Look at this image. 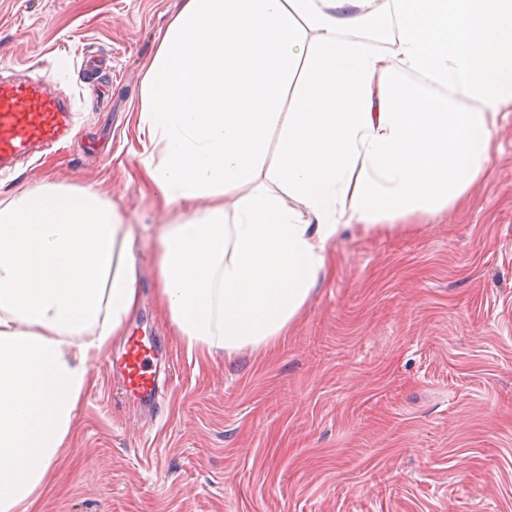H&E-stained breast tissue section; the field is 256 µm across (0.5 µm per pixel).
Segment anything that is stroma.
Returning a JSON list of instances; mask_svg holds the SVG:
<instances>
[{"mask_svg":"<svg viewBox=\"0 0 512 512\" xmlns=\"http://www.w3.org/2000/svg\"><path fill=\"white\" fill-rule=\"evenodd\" d=\"M181 0H0V78L50 79L64 149L0 175V202L89 188L142 224L136 108ZM141 298L91 358L38 512H512V112L490 175L421 224L350 231L269 351L188 352L137 244ZM149 338L153 413L109 362Z\"/></svg>","mask_w":512,"mask_h":512,"instance_id":"stroma-1","label":"stroma"}]
</instances>
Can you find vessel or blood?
Here are the masks:
<instances>
[{"label": "vessel or blood", "mask_w": 512, "mask_h": 512, "mask_svg": "<svg viewBox=\"0 0 512 512\" xmlns=\"http://www.w3.org/2000/svg\"><path fill=\"white\" fill-rule=\"evenodd\" d=\"M71 129L70 106L50 91L47 82L0 79V170L61 142ZM118 369L126 390L145 406L155 407L158 385L145 346L130 343Z\"/></svg>", "instance_id": "b4317fda"}]
</instances>
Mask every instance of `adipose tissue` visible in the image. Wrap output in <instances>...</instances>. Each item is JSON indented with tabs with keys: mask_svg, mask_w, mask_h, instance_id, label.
Wrapping results in <instances>:
<instances>
[{
	"mask_svg": "<svg viewBox=\"0 0 512 512\" xmlns=\"http://www.w3.org/2000/svg\"><path fill=\"white\" fill-rule=\"evenodd\" d=\"M512 109V0H185L148 68L157 300L188 351L268 349L350 230L454 207ZM275 163H268V155ZM131 214L0 207V512L36 501L140 301Z\"/></svg>",
	"mask_w": 512,
	"mask_h": 512,
	"instance_id": "ef3b65f1",
	"label": "adipose tissue"
}]
</instances>
